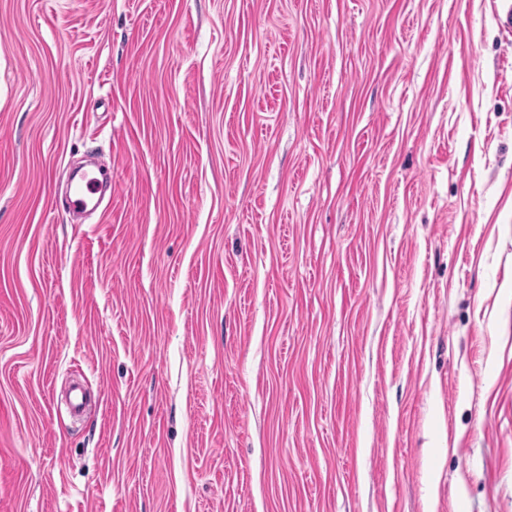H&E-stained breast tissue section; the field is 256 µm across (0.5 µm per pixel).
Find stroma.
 Here are the masks:
<instances>
[{
	"mask_svg": "<svg viewBox=\"0 0 512 512\" xmlns=\"http://www.w3.org/2000/svg\"><path fill=\"white\" fill-rule=\"evenodd\" d=\"M511 6L0 0V512H512ZM97 192V185L93 179L74 185L69 197V207L74 210L86 208Z\"/></svg>",
	"mask_w": 512,
	"mask_h": 512,
	"instance_id": "1",
	"label": "stroma"
}]
</instances>
